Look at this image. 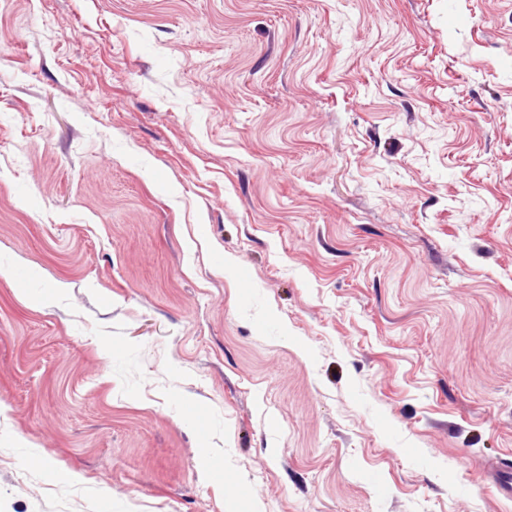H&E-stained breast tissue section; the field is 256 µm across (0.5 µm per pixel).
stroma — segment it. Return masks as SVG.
I'll use <instances>...</instances> for the list:
<instances>
[{"mask_svg": "<svg viewBox=\"0 0 512 512\" xmlns=\"http://www.w3.org/2000/svg\"><path fill=\"white\" fill-rule=\"evenodd\" d=\"M506 458L512 0H0V512H512Z\"/></svg>", "mask_w": 512, "mask_h": 512, "instance_id": "obj_1", "label": "stroma"}]
</instances>
